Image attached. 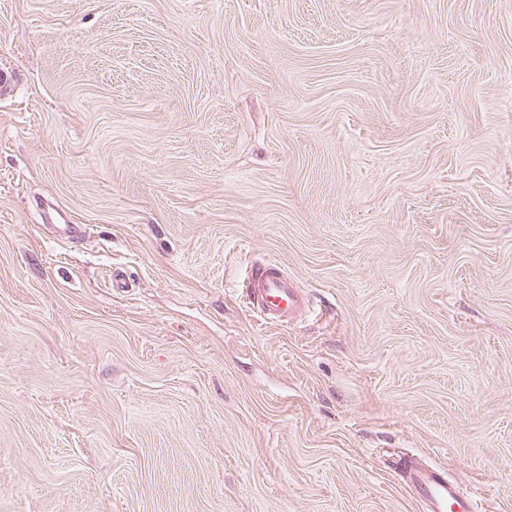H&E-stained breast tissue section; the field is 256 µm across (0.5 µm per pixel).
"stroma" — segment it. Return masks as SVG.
I'll return each instance as SVG.
<instances>
[{"label": "stroma", "mask_w": 512, "mask_h": 512, "mask_svg": "<svg viewBox=\"0 0 512 512\" xmlns=\"http://www.w3.org/2000/svg\"><path fill=\"white\" fill-rule=\"evenodd\" d=\"M0 75V512H512V0H0ZM247 307L265 324L284 325L302 316L309 299L275 260L252 263L241 285ZM395 467L424 512H480L477 496L463 494L445 469L409 454L399 455Z\"/></svg>", "instance_id": "35a3bbf8"}]
</instances>
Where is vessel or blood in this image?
Instances as JSON below:
<instances>
[{
    "mask_svg": "<svg viewBox=\"0 0 512 512\" xmlns=\"http://www.w3.org/2000/svg\"><path fill=\"white\" fill-rule=\"evenodd\" d=\"M248 308L266 324L284 325L302 316L309 299L282 265L274 260L252 263L241 285ZM395 467L424 512H480L478 499L463 494L445 469L399 455Z\"/></svg>",
    "mask_w": 512,
    "mask_h": 512,
    "instance_id": "obj_1",
    "label": "vessel or blood"
}]
</instances>
